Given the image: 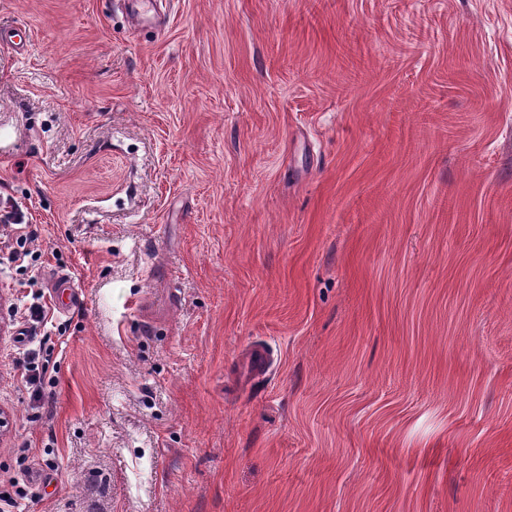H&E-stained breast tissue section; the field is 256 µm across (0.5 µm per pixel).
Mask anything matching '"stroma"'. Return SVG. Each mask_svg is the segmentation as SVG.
Masks as SVG:
<instances>
[{
    "instance_id": "35a3bbf8",
    "label": "stroma",
    "mask_w": 512,
    "mask_h": 512,
    "mask_svg": "<svg viewBox=\"0 0 512 512\" xmlns=\"http://www.w3.org/2000/svg\"><path fill=\"white\" fill-rule=\"evenodd\" d=\"M19 25L14 512H512V0H0Z\"/></svg>"
}]
</instances>
